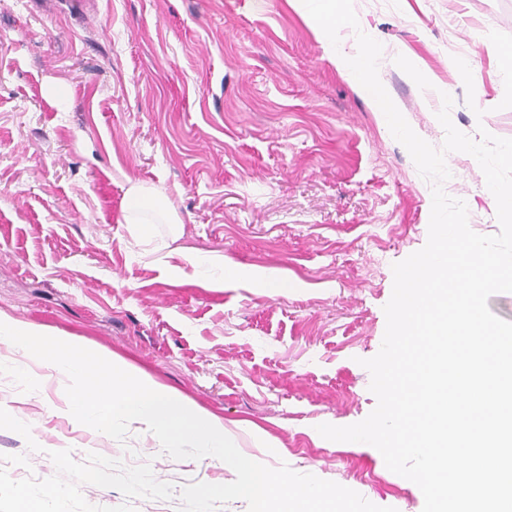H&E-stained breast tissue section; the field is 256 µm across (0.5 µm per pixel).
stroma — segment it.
Listing matches in <instances>:
<instances>
[{
    "mask_svg": "<svg viewBox=\"0 0 512 512\" xmlns=\"http://www.w3.org/2000/svg\"><path fill=\"white\" fill-rule=\"evenodd\" d=\"M379 77L434 147L451 121L512 138V0H354ZM464 58L474 88L453 62ZM445 192L499 231L474 157ZM146 193L128 221L125 194ZM432 190L385 116L288 0H0V315L124 362L223 421L238 449L422 512L373 447L341 446L377 400L392 266L427 242ZM0 374V512H179L213 456L176 460L65 415L64 375ZM277 452L256 447L243 421Z\"/></svg>",
    "mask_w": 512,
    "mask_h": 512,
    "instance_id": "stroma-1",
    "label": "stroma"
}]
</instances>
